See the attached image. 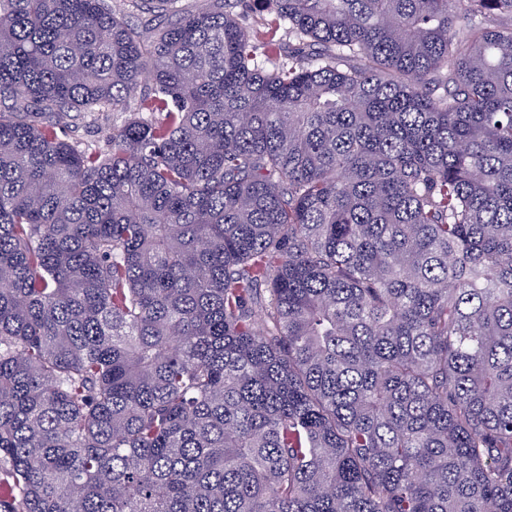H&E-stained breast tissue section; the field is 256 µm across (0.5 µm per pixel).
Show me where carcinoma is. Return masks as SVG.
<instances>
[{
    "label": "carcinoma",
    "instance_id": "cac0c4a2",
    "mask_svg": "<svg viewBox=\"0 0 512 512\" xmlns=\"http://www.w3.org/2000/svg\"><path fill=\"white\" fill-rule=\"evenodd\" d=\"M120 2L0 0V512H512V0ZM112 123V117L109 119H99L95 124H87L86 127H82L79 129L77 133H71L69 131L70 127H61L57 129V133L60 137L72 136V134L78 135L84 141L90 142L96 147H99L101 150L106 151V127Z\"/></svg>",
    "mask_w": 512,
    "mask_h": 512
}]
</instances>
